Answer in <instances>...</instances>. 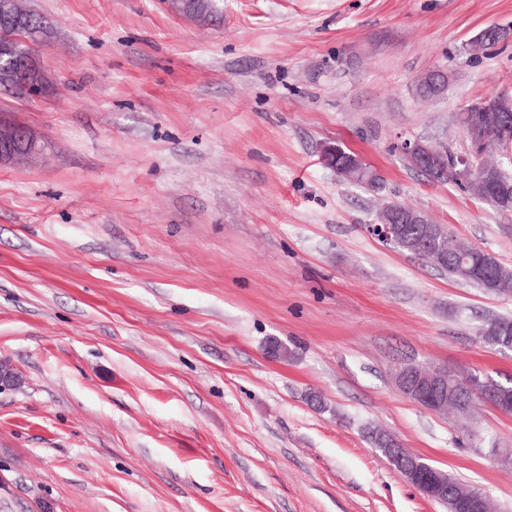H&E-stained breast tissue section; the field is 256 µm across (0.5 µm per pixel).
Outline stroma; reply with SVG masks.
I'll use <instances>...</instances> for the list:
<instances>
[{
	"mask_svg": "<svg viewBox=\"0 0 512 512\" xmlns=\"http://www.w3.org/2000/svg\"><path fill=\"white\" fill-rule=\"evenodd\" d=\"M45 92L0 91L39 155L0 164V512H446L371 429L512 512V416L406 399L415 360L512 379L493 297L368 234L387 202L512 268V222L399 152L463 151L512 93V0H27ZM445 71L423 102L418 79ZM380 189L343 181L325 145ZM344 154L348 158V161L346 162L347 169H348V176L354 169L358 168L359 166L364 168V170H365L364 174L360 177V179L358 180L357 183L351 182L350 179L347 178L343 174L344 170L342 168V165L344 164V159L346 158V156L341 155L338 158V156L340 155L338 145H336V146L328 145L323 149V151H322L323 163L326 166H330V167L336 166L335 170L337 172L341 173L342 174L341 177L349 183L357 184V185H366L371 188L379 187L380 180H381L380 177L374 171H372L366 164H365V167L362 165L363 160L361 159V157L359 155L355 154L354 152H352V154H347V153H344Z\"/></svg>",
	"mask_w": 512,
	"mask_h": 512,
	"instance_id": "35a3bbf8",
	"label": "stroma"
}]
</instances>
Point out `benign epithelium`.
Instances as JSON below:
<instances>
[{
    "label": "benign epithelium",
    "instance_id": "obj_1",
    "mask_svg": "<svg viewBox=\"0 0 512 512\" xmlns=\"http://www.w3.org/2000/svg\"><path fill=\"white\" fill-rule=\"evenodd\" d=\"M0 19L11 22V27L26 35V43L38 44L41 39L28 24L27 9L22 0H0ZM0 57L6 60V69L19 75L16 87L25 95L41 92L46 77L37 53L16 47L14 41L0 43ZM493 122L500 133L498 141L512 143V93L499 92L486 106L480 120L465 130L469 148L451 156L438 153L434 146L422 140L405 141L401 153L407 164L422 172H439L452 168L459 185L475 194L494 182L502 172L503 163H485L487 137L485 125ZM38 151L37 142L23 128L0 117V161L22 162ZM427 214L416 209H400L381 216L377 223L367 225L370 234L393 245L399 242L406 224H426ZM393 379L399 391L410 401L437 414H448V402L455 404L454 414L468 415L471 402L468 397L480 399L503 414L512 413V393L501 388L491 389L483 375L470 372L459 377L445 366L417 362H399ZM18 374L0 363V391L19 386ZM389 459L395 463L401 477L426 499L446 506L449 512H496L491 498L480 489L448 483V473L413 455L396 444L389 449Z\"/></svg>",
    "mask_w": 512,
    "mask_h": 512
}]
</instances>
